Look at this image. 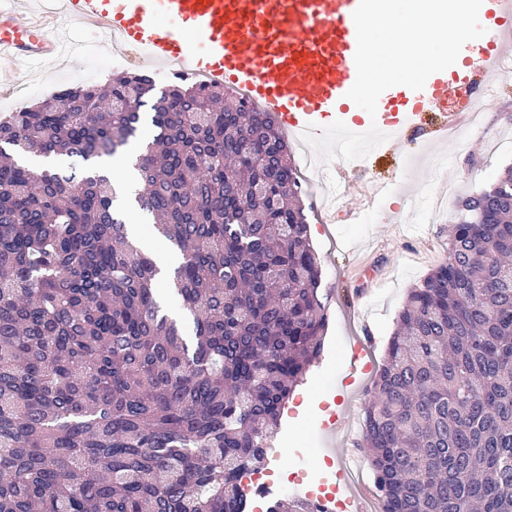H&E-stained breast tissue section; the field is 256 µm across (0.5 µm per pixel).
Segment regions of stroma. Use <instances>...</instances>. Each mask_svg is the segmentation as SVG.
Here are the masks:
<instances>
[{"mask_svg": "<svg viewBox=\"0 0 512 512\" xmlns=\"http://www.w3.org/2000/svg\"><path fill=\"white\" fill-rule=\"evenodd\" d=\"M69 46L61 59L23 66L19 84L64 89L74 76L111 55L99 38L76 26L70 30ZM426 142L421 134L406 139L398 153L373 149L348 163L343 180L336 177V162L310 172L299 150H289L300 174L308 224L320 232L312 245L327 298L323 351L304 378L306 406L285 411L264 466L272 477L285 476L294 469L295 449H306L310 467L295 498H304L322 482V458L334 444L353 448L362 442L372 381L410 288L447 261L449 229L458 220L461 201L512 167V76L498 81L478 130L443 149L427 147ZM374 181L386 183L390 192L364 209L359 223L324 215L327 192L340 191L355 207L356 186ZM408 194L419 200L410 210L403 206ZM367 286L372 289L369 315L361 319L348 305L357 290Z\"/></svg>", "mask_w": 512, "mask_h": 512, "instance_id": "stroma-1", "label": "stroma"}]
</instances>
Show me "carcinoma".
Listing matches in <instances>:
<instances>
[{
	"mask_svg": "<svg viewBox=\"0 0 512 512\" xmlns=\"http://www.w3.org/2000/svg\"><path fill=\"white\" fill-rule=\"evenodd\" d=\"M120 72L0 121V512H243L322 352L320 268L268 112ZM180 255L166 282L98 158ZM61 164L35 169L25 154ZM451 225L372 384L382 512H512V172Z\"/></svg>",
	"mask_w": 512,
	"mask_h": 512,
	"instance_id": "1",
	"label": "carcinoma"
}]
</instances>
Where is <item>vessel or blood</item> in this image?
Masks as SVG:
<instances>
[{
    "mask_svg": "<svg viewBox=\"0 0 512 512\" xmlns=\"http://www.w3.org/2000/svg\"><path fill=\"white\" fill-rule=\"evenodd\" d=\"M53 30L40 15L21 14L16 0H0V69L39 64L62 53L61 32L79 22L118 34L152 63L177 64L181 78L202 75L232 85L261 104L295 133L308 124L343 121L355 133L377 126L386 148L401 131L441 120V141L462 126L467 113L449 101L473 87H492L512 57V30L499 29L474 62L435 73L405 102L404 92L385 91L376 115L357 111L347 92L356 80L357 47L352 14L359 0H65ZM483 21H512V0H484Z\"/></svg>",
    "mask_w": 512,
    "mask_h": 512,
    "instance_id": "b4317fda",
    "label": "vessel or blood"
}]
</instances>
